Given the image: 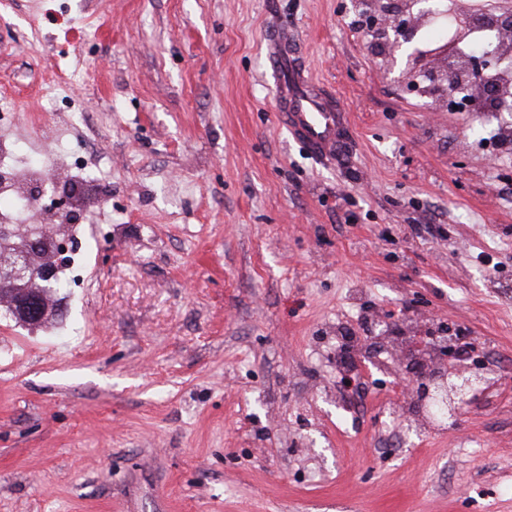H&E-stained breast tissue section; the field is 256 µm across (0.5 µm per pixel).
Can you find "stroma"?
Returning a JSON list of instances; mask_svg holds the SVG:
<instances>
[{"label": "stroma", "instance_id": "1", "mask_svg": "<svg viewBox=\"0 0 512 512\" xmlns=\"http://www.w3.org/2000/svg\"><path fill=\"white\" fill-rule=\"evenodd\" d=\"M354 0H9L0 101L95 139L111 240L51 324L0 313V512H512V154L484 116L403 93ZM348 122L312 159L276 118L265 38ZM68 80L50 100L44 81ZM431 232L416 233L417 225ZM385 362L336 384V327ZM471 342L493 388L458 429L392 417L412 336Z\"/></svg>", "mask_w": 512, "mask_h": 512}]
</instances>
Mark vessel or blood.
Masks as SVG:
<instances>
[{"label": "vessel or blood", "instance_id": "vessel-or-blood-1", "mask_svg": "<svg viewBox=\"0 0 512 512\" xmlns=\"http://www.w3.org/2000/svg\"><path fill=\"white\" fill-rule=\"evenodd\" d=\"M288 34L278 31L269 39L268 68L275 82L279 120L311 156H336L346 143V116L333 101L304 76L295 61Z\"/></svg>", "mask_w": 512, "mask_h": 512}]
</instances>
